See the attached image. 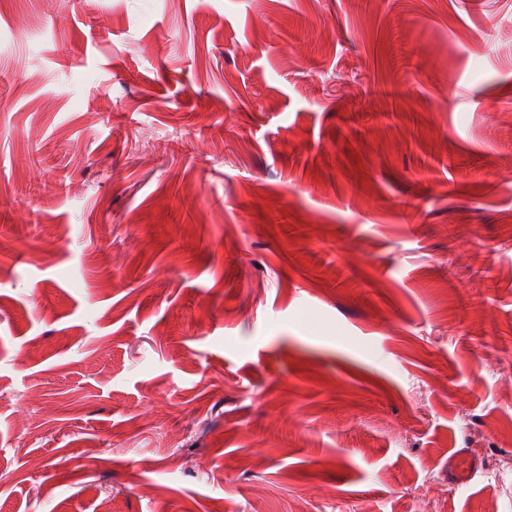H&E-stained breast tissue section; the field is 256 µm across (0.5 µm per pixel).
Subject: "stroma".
<instances>
[{
  "mask_svg": "<svg viewBox=\"0 0 512 512\" xmlns=\"http://www.w3.org/2000/svg\"><path fill=\"white\" fill-rule=\"evenodd\" d=\"M0 98V512H512V0H0Z\"/></svg>",
  "mask_w": 512,
  "mask_h": 512,
  "instance_id": "1",
  "label": "stroma"
}]
</instances>
